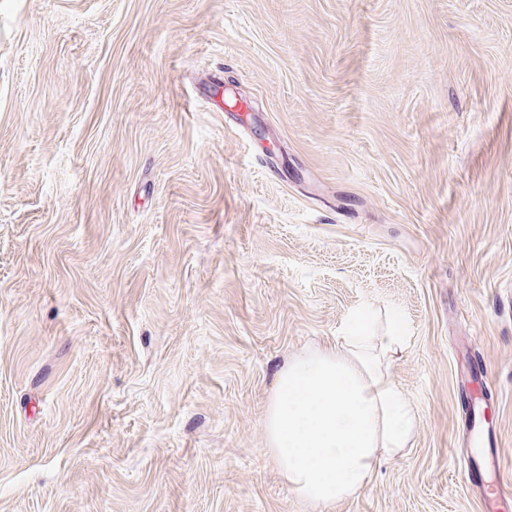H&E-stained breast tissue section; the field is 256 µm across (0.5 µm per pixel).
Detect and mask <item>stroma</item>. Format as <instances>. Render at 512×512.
Returning <instances> with one entry per match:
<instances>
[{"mask_svg": "<svg viewBox=\"0 0 512 512\" xmlns=\"http://www.w3.org/2000/svg\"><path fill=\"white\" fill-rule=\"evenodd\" d=\"M366 303L420 426L312 504L266 405ZM474 355L512 479V0H0V512H481Z\"/></svg>", "mask_w": 512, "mask_h": 512, "instance_id": "stroma-1", "label": "stroma"}]
</instances>
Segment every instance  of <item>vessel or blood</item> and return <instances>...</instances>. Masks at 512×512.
Instances as JSON below:
<instances>
[{
	"mask_svg": "<svg viewBox=\"0 0 512 512\" xmlns=\"http://www.w3.org/2000/svg\"><path fill=\"white\" fill-rule=\"evenodd\" d=\"M473 447L464 460L465 480L477 495L481 512H512V483L500 479L501 441L493 422L471 425Z\"/></svg>",
	"mask_w": 512,
	"mask_h": 512,
	"instance_id": "obj_1",
	"label": "vessel or blood"
}]
</instances>
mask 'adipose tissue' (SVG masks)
<instances>
[{
    "label": "adipose tissue",
    "mask_w": 512,
    "mask_h": 512,
    "mask_svg": "<svg viewBox=\"0 0 512 512\" xmlns=\"http://www.w3.org/2000/svg\"><path fill=\"white\" fill-rule=\"evenodd\" d=\"M407 338L398 321L337 337L335 348L289 357L265 411L269 452L302 499L333 504L358 494L382 461L404 457L419 416L393 373Z\"/></svg>",
    "instance_id": "ef3b65f1"
}]
</instances>
